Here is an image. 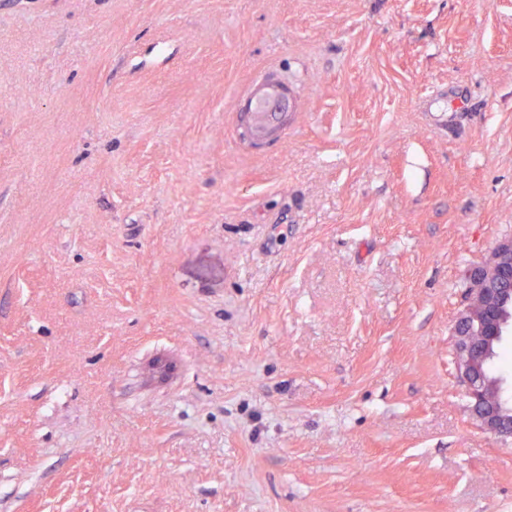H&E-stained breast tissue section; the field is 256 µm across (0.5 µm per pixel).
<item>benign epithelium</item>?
Wrapping results in <instances>:
<instances>
[{
    "label": "benign epithelium",
    "mask_w": 512,
    "mask_h": 512,
    "mask_svg": "<svg viewBox=\"0 0 512 512\" xmlns=\"http://www.w3.org/2000/svg\"><path fill=\"white\" fill-rule=\"evenodd\" d=\"M288 90L278 84L262 87L243 113V137L260 146L278 136L288 120ZM464 299L453 328L454 366L479 428L500 438L512 437V409L505 403L486 404L490 384L479 372L480 354L512 332V311L502 310L512 296V236L499 239L485 259L460 272Z\"/></svg>",
    "instance_id": "1"
}]
</instances>
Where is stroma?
<instances>
[{"label":"stroma","instance_id":"1","mask_svg":"<svg viewBox=\"0 0 512 512\" xmlns=\"http://www.w3.org/2000/svg\"><path fill=\"white\" fill-rule=\"evenodd\" d=\"M510 235L512 0H0V512H512ZM290 108L288 90L279 84H266L243 112V137L255 147L276 138L288 120ZM460 278L464 299L452 328L457 378L479 428L493 436L511 438L512 409L501 400L497 407L486 404L490 383L480 377L479 359L491 343L497 345L503 336L511 335L512 236L499 239L480 264L461 270ZM508 294L510 308L504 312L502 306ZM477 309L482 312L480 317L475 314Z\"/></svg>","mask_w":512,"mask_h":512}]
</instances>
